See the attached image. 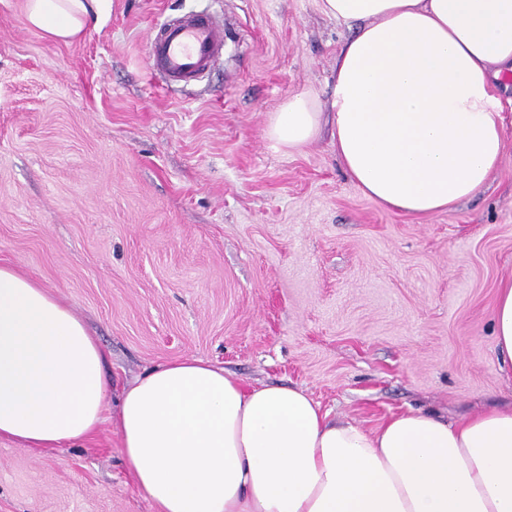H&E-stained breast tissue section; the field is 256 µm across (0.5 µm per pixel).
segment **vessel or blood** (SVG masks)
I'll return each instance as SVG.
<instances>
[{"instance_id": "vessel-or-blood-1", "label": "vessel or blood", "mask_w": 512, "mask_h": 512, "mask_svg": "<svg viewBox=\"0 0 512 512\" xmlns=\"http://www.w3.org/2000/svg\"><path fill=\"white\" fill-rule=\"evenodd\" d=\"M225 37L223 25L206 13L164 22L149 40L151 71L170 85L195 83L223 52Z\"/></svg>"}]
</instances>
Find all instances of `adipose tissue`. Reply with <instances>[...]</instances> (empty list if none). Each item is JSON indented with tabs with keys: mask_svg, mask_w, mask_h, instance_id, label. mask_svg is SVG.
Instances as JSON below:
<instances>
[{
	"mask_svg": "<svg viewBox=\"0 0 512 512\" xmlns=\"http://www.w3.org/2000/svg\"><path fill=\"white\" fill-rule=\"evenodd\" d=\"M358 23L336 55L330 116L305 94L268 121L292 153L330 120L336 156L380 206L429 216L475 197L499 165L512 74V0H321ZM112 0H25L26 25L72 41L106 24ZM512 380V280L493 312ZM105 355L70 306L0 264V441L40 450L103 421ZM116 425L131 479L158 512H512V407L458 421L422 410L374 431L330 419L307 392L246 387L187 358L124 391Z\"/></svg>",
	"mask_w": 512,
	"mask_h": 512,
	"instance_id": "obj_1",
	"label": "adipose tissue"
}]
</instances>
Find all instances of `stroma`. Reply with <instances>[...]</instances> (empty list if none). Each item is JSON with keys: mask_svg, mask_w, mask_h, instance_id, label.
I'll return each mask as SVG.
<instances>
[{"mask_svg": "<svg viewBox=\"0 0 512 512\" xmlns=\"http://www.w3.org/2000/svg\"><path fill=\"white\" fill-rule=\"evenodd\" d=\"M0 0V262L63 298L106 357L105 420L42 451L0 442V512H156L115 426L125 389L178 358L247 386L307 391L376 430L423 410L460 420L512 405L492 330L512 278V79L506 139L472 199L427 217L364 196L329 135L294 153L273 112L334 95L349 34L319 0H112L62 43ZM224 52L185 88L151 74L152 30L190 11Z\"/></svg>", "mask_w": 512, "mask_h": 512, "instance_id": "stroma-1", "label": "stroma"}]
</instances>
